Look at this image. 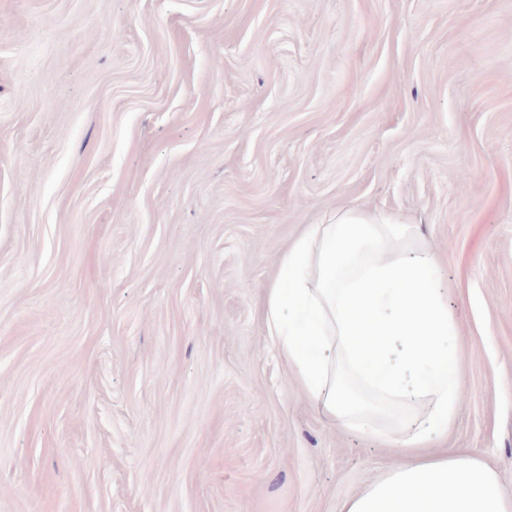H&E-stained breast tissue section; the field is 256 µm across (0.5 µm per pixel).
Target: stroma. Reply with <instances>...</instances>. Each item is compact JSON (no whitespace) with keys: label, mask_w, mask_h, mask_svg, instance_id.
Segmentation results:
<instances>
[{"label":"stroma","mask_w":512,"mask_h":512,"mask_svg":"<svg viewBox=\"0 0 512 512\" xmlns=\"http://www.w3.org/2000/svg\"><path fill=\"white\" fill-rule=\"evenodd\" d=\"M441 257L434 450L512 492V0H0V512H339L264 288L336 208Z\"/></svg>","instance_id":"stroma-1"}]
</instances>
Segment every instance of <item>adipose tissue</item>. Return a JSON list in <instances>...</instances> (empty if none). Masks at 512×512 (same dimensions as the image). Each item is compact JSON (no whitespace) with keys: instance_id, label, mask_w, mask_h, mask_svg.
Masks as SVG:
<instances>
[{"instance_id":"adipose-tissue-1","label":"adipose tissue","mask_w":512,"mask_h":512,"mask_svg":"<svg viewBox=\"0 0 512 512\" xmlns=\"http://www.w3.org/2000/svg\"><path fill=\"white\" fill-rule=\"evenodd\" d=\"M440 266L420 225L342 207L293 241L264 290L267 334L301 395L401 457L340 512H512L479 454L425 450L452 426L466 371Z\"/></svg>"}]
</instances>
